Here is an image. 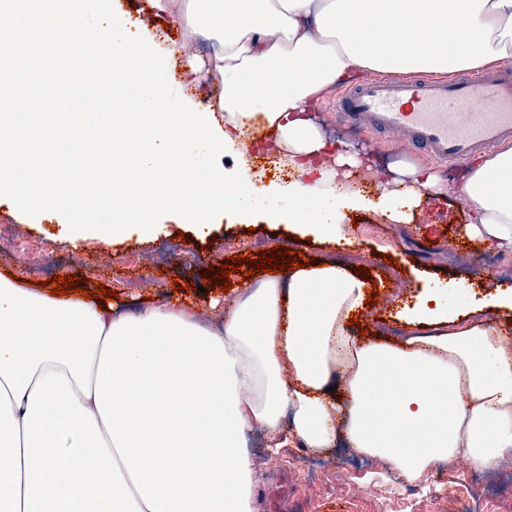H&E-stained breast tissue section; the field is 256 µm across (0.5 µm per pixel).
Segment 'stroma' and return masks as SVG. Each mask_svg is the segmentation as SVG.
Segmentation results:
<instances>
[{"mask_svg":"<svg viewBox=\"0 0 512 512\" xmlns=\"http://www.w3.org/2000/svg\"><path fill=\"white\" fill-rule=\"evenodd\" d=\"M181 2L171 0V10L161 11L153 0H112V9L128 18L131 36L148 43L154 62L166 71L172 90L184 94L189 109L223 119L224 77L209 63L214 44L174 23L173 10ZM376 79L373 73L349 75L344 84L327 90L315 107L331 151L345 142L361 159L359 166L347 169L346 184L363 197L365 206L345 211L336 241L273 217V210L288 205L282 190L291 178L290 170L275 157L252 149L224 157L204 151L199 155L204 168L234 172L252 184V195L243 207L212 213L210 229L200 232L165 214L151 231L133 222L119 240L106 244L93 233L77 234L74 226L60 219L57 207L23 209L15 199L1 198L0 234L13 237L20 249L0 255V275L45 284L50 293L55 290L53 277H81V292L105 286L116 292L117 303L129 312L163 300L178 301L199 321L214 325L244 290L239 275H232L233 287L226 290L220 279L207 278V270L230 258L256 256L276 247L306 259L369 271L377 299L355 314L352 331L360 340L370 334L398 345L422 333V326L409 323L406 309L427 289L443 283L456 287L450 300L458 309L459 326L479 321L511 324V309L474 308L475 299L488 300L512 288V253L505 254L504 265L478 268V259L492 248L464 234L470 206L459 187L467 168L437 162L390 136L372 138L337 115L336 100L345 86ZM87 149V142L75 141L60 172L69 180L67 199L83 202L77 224L90 225L105 221L106 211L94 200L83 199L79 182L69 178L73 168L89 163ZM404 162L439 174L444 187L405 210L402 221L395 223L383 210L389 192L386 172ZM249 443L258 449L253 457L255 512H271L269 493L279 468L288 472L287 512H460L465 499L479 502L483 512H512V461L477 469L458 459L441 470H428L421 481L411 484L386 460L341 444L313 451L314 462L308 465L302 463L307 453L297 443L269 452L264 430L254 429Z\"/></svg>","mask_w":512,"mask_h":512,"instance_id":"stroma-1","label":"stroma"}]
</instances>
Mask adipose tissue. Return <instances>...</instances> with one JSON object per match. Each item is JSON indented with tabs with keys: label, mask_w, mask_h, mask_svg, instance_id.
Wrapping results in <instances>:
<instances>
[{
	"label": "adipose tissue",
	"mask_w": 512,
	"mask_h": 512,
	"mask_svg": "<svg viewBox=\"0 0 512 512\" xmlns=\"http://www.w3.org/2000/svg\"><path fill=\"white\" fill-rule=\"evenodd\" d=\"M176 21L219 45L222 128L163 94L111 0H0V99L19 106L0 112V198L58 204L53 160L82 138L107 147L83 173L87 197L110 215L102 241L133 217L152 228L164 210L202 230L250 184L200 172L189 147L222 153L249 133L296 174L293 224L302 203L337 188L309 111L341 78L512 65V0H186ZM47 99H103L115 111L47 121ZM461 192L474 212L466 234L512 252V144L478 159ZM365 286L334 263L286 270L211 328L172 302L131 314L0 275V512H254L257 424L271 448L341 440L412 482L460 457L477 468L512 458V331L448 330L453 315L432 290L410 312L431 334L362 344L349 317ZM345 369L340 396L332 387Z\"/></svg>",
	"instance_id": "1"
}]
</instances>
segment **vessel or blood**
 <instances>
[{
	"mask_svg": "<svg viewBox=\"0 0 512 512\" xmlns=\"http://www.w3.org/2000/svg\"><path fill=\"white\" fill-rule=\"evenodd\" d=\"M340 115L461 164L512 140V76L486 72L441 82H379L346 93Z\"/></svg>",
	"mask_w": 512,
	"mask_h": 512,
	"instance_id": "obj_1",
	"label": "vessel or blood"
}]
</instances>
